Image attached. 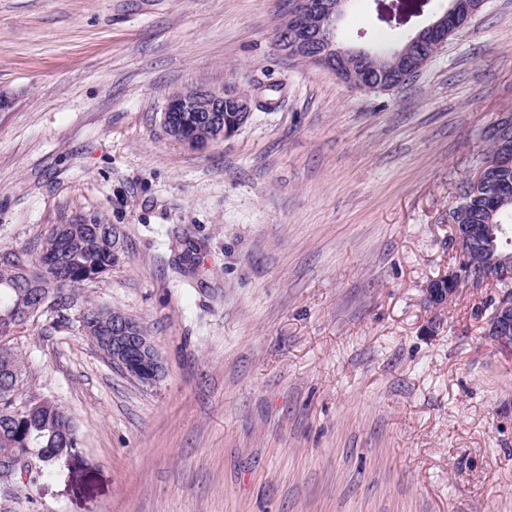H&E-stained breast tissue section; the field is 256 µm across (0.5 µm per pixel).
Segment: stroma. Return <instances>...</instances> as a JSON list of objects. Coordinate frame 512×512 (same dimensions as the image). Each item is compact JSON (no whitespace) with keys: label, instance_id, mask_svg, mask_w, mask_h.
Instances as JSON below:
<instances>
[{"label":"stroma","instance_id":"1","mask_svg":"<svg viewBox=\"0 0 512 512\" xmlns=\"http://www.w3.org/2000/svg\"><path fill=\"white\" fill-rule=\"evenodd\" d=\"M291 6L0 0V251L101 215L120 261L81 297L141 322L165 368L133 382L75 308L21 329L23 397L68 409L79 446L0 481V512H512V355L475 314L497 288L425 300L512 111V0L382 93L277 51ZM439 9L361 0L339 39ZM228 84L283 102L201 152L164 135L171 92Z\"/></svg>","mask_w":512,"mask_h":512}]
</instances>
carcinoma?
<instances>
[{
    "label": "carcinoma",
    "instance_id": "carcinoma-1",
    "mask_svg": "<svg viewBox=\"0 0 512 512\" xmlns=\"http://www.w3.org/2000/svg\"><path fill=\"white\" fill-rule=\"evenodd\" d=\"M452 213L457 224H503L512 238V168L502 169L496 180L485 185L481 195L468 192ZM119 237L112 225L98 215L79 224L67 225V240L51 229L19 250L23 265L0 262V314L18 305L16 287L32 285L51 305L41 315H51L52 326L62 323L63 311L73 306L90 276L112 271ZM58 259L53 271H41L44 258ZM473 258L459 261L448 270V281L441 287H455ZM38 315L19 317L11 324L0 318V462L25 450L37 455L41 476L53 477L56 454L64 448L66 437L74 432L71 414L53 401L45 408L29 412L19 400L24 379V362L10 344L15 327L23 328Z\"/></svg>",
    "mask_w": 512,
    "mask_h": 512
}]
</instances>
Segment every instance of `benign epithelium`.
Listing matches in <instances>:
<instances>
[{
    "label": "benign epithelium",
    "mask_w": 512,
    "mask_h": 512,
    "mask_svg": "<svg viewBox=\"0 0 512 512\" xmlns=\"http://www.w3.org/2000/svg\"><path fill=\"white\" fill-rule=\"evenodd\" d=\"M347 0H297L296 8L282 21L277 42L288 50L286 36L310 49L304 61L332 71L353 88L364 92L381 89L377 75L388 69L389 58L372 57L367 51H356L359 57L370 56L374 62L372 70L354 67L351 52L340 46L335 39L337 22L344 15ZM485 0H455L452 13L439 15L433 22L419 30L394 57L401 60L413 52L418 45L444 44L448 31L454 29L461 17H475L483 9ZM233 100L232 115L225 114V100ZM254 95L242 96L226 89L222 92L196 86L186 89L179 97L169 98L161 115V129L192 150H203L205 146L186 134L190 124L204 123L221 141L237 133L253 114ZM498 125H492L486 139L492 143L493 151L479 168L473 184L485 180L505 164H512V139L500 136ZM498 224H454L452 238L458 251L468 247H480L486 260L468 268L464 278L454 288H425V299L436 309L451 303L462 288L478 291L499 281L512 282V251L500 248L492 238L496 237ZM488 335L497 346L512 353V294L500 293L494 299V308L486 319ZM94 345L119 368L123 374L143 385H152L164 374V364L150 336L129 317L121 312L112 314L111 324L101 329L88 326Z\"/></svg>",
    "instance_id": "7a95c632"
}]
</instances>
